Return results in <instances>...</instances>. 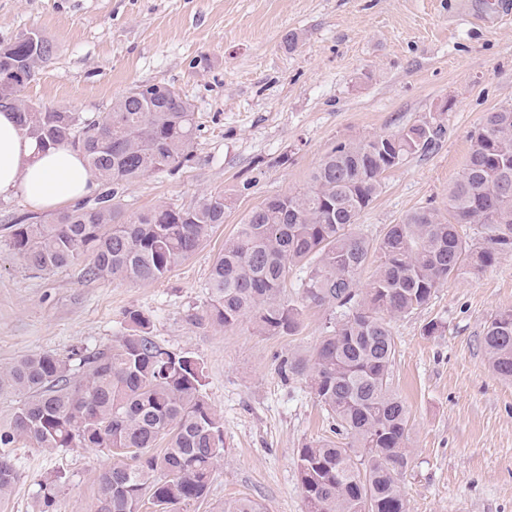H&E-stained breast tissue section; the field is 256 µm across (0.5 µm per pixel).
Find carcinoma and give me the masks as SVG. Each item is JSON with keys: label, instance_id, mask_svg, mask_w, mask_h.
Here are the masks:
<instances>
[{"label": "carcinoma", "instance_id": "cac0c4a2", "mask_svg": "<svg viewBox=\"0 0 512 512\" xmlns=\"http://www.w3.org/2000/svg\"><path fill=\"white\" fill-rule=\"evenodd\" d=\"M53 54L48 40L23 33L0 45V107L15 112L38 148L66 144L82 151L100 192L51 222L9 226L8 244L37 271L87 259L97 279L154 283L197 250L224 223V193L187 208L158 205L126 224L118 189L154 172H173L193 158L195 113L177 92L152 96L141 85L108 112L24 106L25 86ZM445 133L423 120L401 130L339 143L313 170L309 185L252 209L224 241L209 276L208 298L191 316L202 327L233 328L248 320L256 333H296L302 307L285 298L292 267L309 263L302 298L329 309L325 335L310 355L290 364L331 416L340 442L299 450L298 477L307 512H406L401 476L412 464L409 416L390 385L396 354L391 321L425 306L449 279L475 276L512 253V107L488 113L471 136L461 178L444 212L421 208L379 240L354 231L382 189L384 173L428 151ZM477 225V238L459 226ZM364 290L358 275L371 257ZM489 369L512 381V309L483 330ZM0 395L13 398L0 422V497L22 473L14 448L25 441L63 448H127L96 474L95 512H191L205 500L224 451V421L206 400L203 363L159 343L138 309L124 313L112 344L61 357L42 352L0 368ZM63 471L38 480L35 512H53L67 485ZM216 512H260L239 498Z\"/></svg>", "mask_w": 512, "mask_h": 512}]
</instances>
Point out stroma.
I'll return each mask as SVG.
<instances>
[{
  "mask_svg": "<svg viewBox=\"0 0 512 512\" xmlns=\"http://www.w3.org/2000/svg\"><path fill=\"white\" fill-rule=\"evenodd\" d=\"M486 0H0V44L36 32L54 47L26 85L27 99L77 112L109 111L139 85L163 84L194 107V159L121 189L124 220L159 204L188 207L223 192V224L152 284L92 279L83 265L35 271L7 243L31 214L0 195V367L21 356H66L111 344L124 313L148 314L162 344L204 363L207 399L224 421L223 461L194 512L251 498L262 512H305L296 458L332 438V421L285 363L319 343L325 308L304 307L291 336L249 322L199 327L190 314L225 238L266 199L305 187L342 142L391 133L424 118L444 135L429 153L387 172L357 228L383 237L422 207L448 206L472 133L512 106V20L484 22ZM298 45L289 48V35ZM512 309V255L478 276L449 280L429 303L394 319L392 387L409 412L413 461L402 479L408 512H512V383L485 363L483 329ZM435 334H427L431 323ZM22 478L0 512H32L37 482H69L55 512H94L105 448L50 453L20 443Z\"/></svg>",
  "mask_w": 512,
  "mask_h": 512,
  "instance_id": "35a3bbf8",
  "label": "stroma"
}]
</instances>
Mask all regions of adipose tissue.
Segmentation results:
<instances>
[{"mask_svg": "<svg viewBox=\"0 0 512 512\" xmlns=\"http://www.w3.org/2000/svg\"><path fill=\"white\" fill-rule=\"evenodd\" d=\"M94 177L81 151L60 145L38 151L15 113L0 111V194L22 193L36 210H51L91 193Z\"/></svg>", "mask_w": 512, "mask_h": 512, "instance_id": "adipose-tissue-1", "label": "adipose tissue"}]
</instances>
